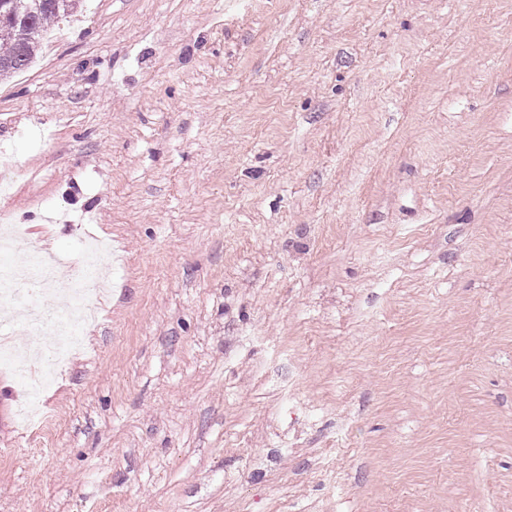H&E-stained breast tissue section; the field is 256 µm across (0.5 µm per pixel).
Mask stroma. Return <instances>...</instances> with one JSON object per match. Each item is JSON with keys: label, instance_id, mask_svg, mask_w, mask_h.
Returning a JSON list of instances; mask_svg holds the SVG:
<instances>
[{"label": "stroma", "instance_id": "obj_1", "mask_svg": "<svg viewBox=\"0 0 512 512\" xmlns=\"http://www.w3.org/2000/svg\"><path fill=\"white\" fill-rule=\"evenodd\" d=\"M83 12L0 150L105 313L50 445L0 369V512H512V0Z\"/></svg>", "mask_w": 512, "mask_h": 512}]
</instances>
